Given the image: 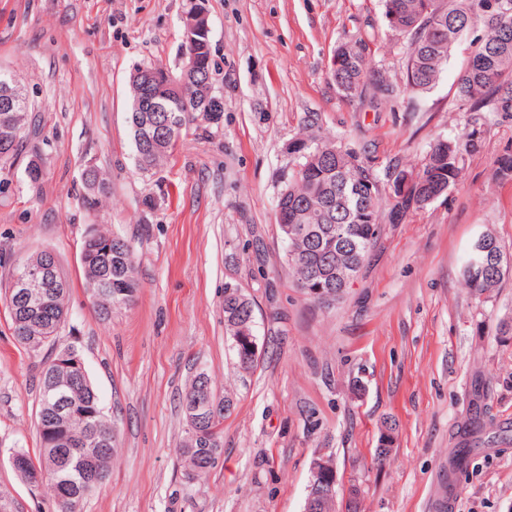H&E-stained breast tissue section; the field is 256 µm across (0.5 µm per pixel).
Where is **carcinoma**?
Wrapping results in <instances>:
<instances>
[{
	"label": "carcinoma",
	"instance_id": "cac0c4a2",
	"mask_svg": "<svg viewBox=\"0 0 512 512\" xmlns=\"http://www.w3.org/2000/svg\"><path fill=\"white\" fill-rule=\"evenodd\" d=\"M389 29L406 40L403 82L415 95L433 89L442 73V63L462 50L463 61L451 86L458 109L465 112L512 113V0H383ZM185 62L195 58L196 70L186 77L184 93L164 101V107L178 117L175 137L166 136L162 117L148 111L143 95L142 73H162L167 67L147 63L135 68L130 77L131 112L135 164L148 174L170 156L183 131L201 120L219 127L220 113L195 109L193 96L198 87L214 92V62L209 34L182 41ZM336 68L331 77L336 93L345 100L372 92V98L388 101L394 92L386 74L374 70L368 58L366 42L342 43L334 52ZM27 103L13 112L19 138L10 154L0 162H13L20 154L28 112ZM472 144L439 139L417 166L389 164L386 182H381L373 166L360 155L335 140L313 132V125L302 129L292 143L299 157L298 167L282 188L276 203V224L286 245V259L295 286L309 300L325 307L341 296L333 276L338 264L364 266L377 242L382 219L399 224L411 212L425 208L459 185L465 155ZM86 194L83 204L95 211L110 193L109 180L97 169L83 177ZM406 182L403 197L391 194V184ZM484 244L473 243L462 267V278L478 296L496 287L512 267L498 264L492 253L483 252ZM84 288L95 299L98 282L106 280L108 304L112 310L130 306L139 282L136 253L132 243L98 228L92 229L82 244L80 256ZM61 296L51 304L31 311L7 295L10 329L15 341L28 353L54 347L67 316L69 282L58 274ZM252 302L245 294L224 298V327L231 340L238 368L252 370L257 361L253 343L257 342L255 319L247 308ZM67 354L78 362L71 372L54 368L53 361ZM62 387L75 386L76 403L62 420L45 412L39 404L37 434L39 454L18 448L23 458L17 476L35 489H46L53 497L57 512H72L67 498L80 493L88 499L106 480L110 467L99 458L84 459L72 452L90 430L115 431L105 417L96 387L79 353L72 347L54 351L43 361L40 387L47 382ZM234 406L230 395L217 396L208 377L199 373L185 389L182 401L187 431L180 451L186 475L193 479L207 472L222 452L224 415Z\"/></svg>",
	"mask_w": 512,
	"mask_h": 512
}]
</instances>
